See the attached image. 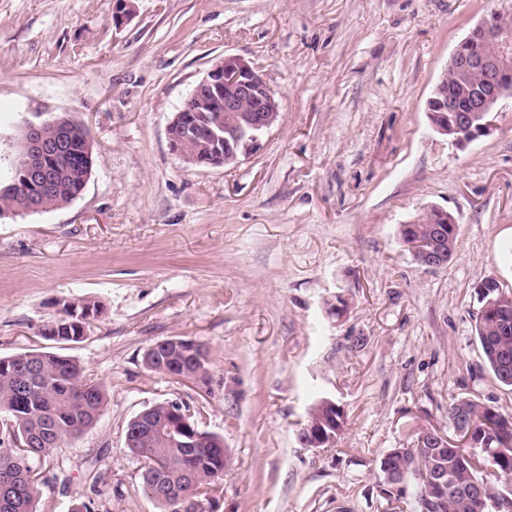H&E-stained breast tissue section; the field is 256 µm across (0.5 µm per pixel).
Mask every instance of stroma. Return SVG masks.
I'll return each instance as SVG.
<instances>
[{"label": "stroma", "instance_id": "obj_1", "mask_svg": "<svg viewBox=\"0 0 512 512\" xmlns=\"http://www.w3.org/2000/svg\"><path fill=\"white\" fill-rule=\"evenodd\" d=\"M512 0H0V172L25 121L69 112L93 169L69 205L0 217V357L39 348L79 362L108 406L37 465V512H158L128 421L187 406L223 437L218 512H413L380 460L417 433H450L470 398L512 414V389L474 335L479 286L512 288V101L464 146L426 102L455 45ZM258 64L280 121L239 164L185 163L168 126L224 57ZM452 212L448 263L420 264L399 229ZM101 313L79 342L37 336L59 301ZM182 336L210 353L206 385L145 369ZM339 404L336 447H303L309 407Z\"/></svg>", "mask_w": 512, "mask_h": 512}]
</instances>
